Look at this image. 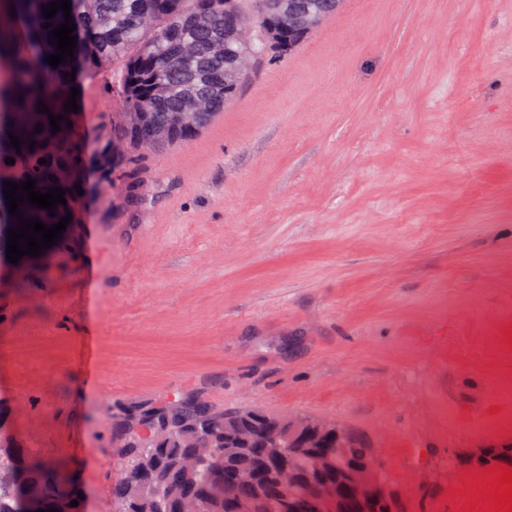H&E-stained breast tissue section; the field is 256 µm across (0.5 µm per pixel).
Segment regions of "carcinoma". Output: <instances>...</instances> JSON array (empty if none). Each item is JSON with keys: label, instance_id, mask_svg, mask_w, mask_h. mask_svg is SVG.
<instances>
[{"label": "carcinoma", "instance_id": "obj_1", "mask_svg": "<svg viewBox=\"0 0 512 512\" xmlns=\"http://www.w3.org/2000/svg\"><path fill=\"white\" fill-rule=\"evenodd\" d=\"M51 0H0V130L25 140L21 154L24 176L36 181L45 193L61 188L67 205H57L56 215L28 203L19 213L46 225L59 222L79 199L85 157L75 128L74 112L64 110L70 96L67 77L73 69L87 77L106 76L108 89L121 106L102 130V146L93 163L109 173L131 158L144 154L140 142H153L152 150L189 143L224 110V67L239 68L233 94H238L252 74L253 66L271 53L287 56L310 38L320 26L324 10L339 12L343 0H297L310 16L312 28L298 36L279 33V39L265 46L264 0H70L71 20L77 36L74 60L53 68L46 56L56 53L50 45L52 28L65 21L63 11L47 19L42 7ZM235 8L252 18L256 35L249 45L233 37L224 38V9ZM53 27L43 28L46 22ZM191 95H205L210 110L194 112L175 127L169 126L171 112L180 111L181 101ZM44 102L53 116L63 115L61 131L53 132L48 115L39 111ZM42 130H37V125ZM168 128L158 139V129ZM36 142L29 149L30 142ZM46 159L42 165L40 159ZM197 392H183L156 406H134L118 414L115 436L124 441L118 449L122 460L121 478L112 484L111 496L119 512H182L194 504L203 512H237L242 501L253 512H325L319 486L330 483L339 488L335 512H407L404 497L378 485L375 496L361 503L345 483L346 470L372 458L371 449L357 435L329 438L323 448H308L288 456H272L257 435L246 451L238 449L224 435L247 418L262 430L276 416L259 407L226 413L209 402L196 400ZM186 457L199 459L197 471L188 474L180 466ZM476 464L512 467V444L484 448ZM282 465L291 466L298 480L299 497L284 500L277 479ZM245 468L252 472L249 482L235 480ZM158 486L155 507L135 497L143 476ZM79 499L77 487L64 467L39 457L26 448L0 440V512H31L68 508Z\"/></svg>", "mask_w": 512, "mask_h": 512}]
</instances>
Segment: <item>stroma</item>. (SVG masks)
<instances>
[{
  "instance_id": "35a3bbf8",
  "label": "stroma",
  "mask_w": 512,
  "mask_h": 512,
  "mask_svg": "<svg viewBox=\"0 0 512 512\" xmlns=\"http://www.w3.org/2000/svg\"><path fill=\"white\" fill-rule=\"evenodd\" d=\"M512 0L343 4L193 142L90 170L7 261L0 421L115 512L112 411L204 391L362 434L408 512H484L512 441ZM78 80L94 156L119 105ZM94 344V369L79 346ZM475 462L479 466L487 467H512V444L492 445L484 448L483 456L477 461L474 458L466 460L467 462Z\"/></svg>"
}]
</instances>
